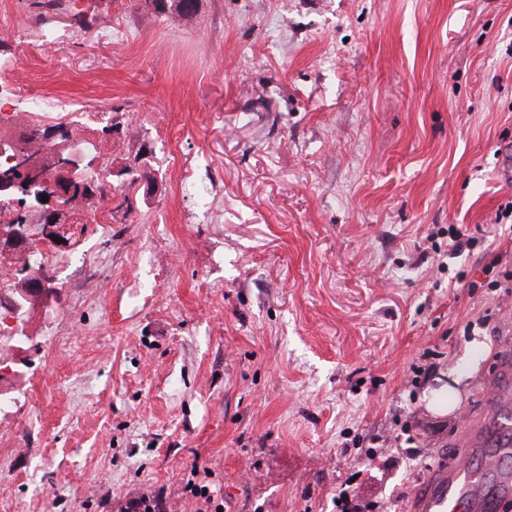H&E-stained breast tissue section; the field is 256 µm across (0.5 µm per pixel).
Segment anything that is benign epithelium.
I'll list each match as a JSON object with an SVG mask.
<instances>
[{
    "mask_svg": "<svg viewBox=\"0 0 512 512\" xmlns=\"http://www.w3.org/2000/svg\"><path fill=\"white\" fill-rule=\"evenodd\" d=\"M44 137L50 142H61L65 151L55 155L58 179L54 192L48 195V201L36 200L34 209L38 213L35 223L19 230L17 226L0 227V253L29 257V242L33 238L42 239L59 250L69 246L63 229L72 224L71 216L60 207L58 199L68 197L84 188L85 151L72 132L65 129H50ZM8 157L13 168L0 170V203L15 204L19 195H30L41 184L42 166L31 157L24 141L17 137L0 139V157ZM62 239L58 243L54 238ZM51 275L45 270L29 276L17 289V298L11 299L10 307L17 314L29 303L40 302L47 306L51 303L52 289L48 288Z\"/></svg>",
    "mask_w": 512,
    "mask_h": 512,
    "instance_id": "obj_1",
    "label": "benign epithelium"
}]
</instances>
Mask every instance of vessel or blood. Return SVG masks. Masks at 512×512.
<instances>
[{"instance_id": "obj_1", "label": "vessel or blood", "mask_w": 512, "mask_h": 512, "mask_svg": "<svg viewBox=\"0 0 512 512\" xmlns=\"http://www.w3.org/2000/svg\"><path fill=\"white\" fill-rule=\"evenodd\" d=\"M488 407L484 427L470 430L466 442L482 468L450 463L429 479L415 512H501L512 502V389L497 388Z\"/></svg>"}]
</instances>
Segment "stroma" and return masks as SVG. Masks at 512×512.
<instances>
[{"instance_id":"stroma-1","label":"stroma","mask_w":512,"mask_h":512,"mask_svg":"<svg viewBox=\"0 0 512 512\" xmlns=\"http://www.w3.org/2000/svg\"><path fill=\"white\" fill-rule=\"evenodd\" d=\"M14 73L84 138L120 122L136 184L0 337V512H197L196 484L222 512H336L346 485L410 512L466 455L512 383V294L483 284L512 271V0H0Z\"/></svg>"}]
</instances>
